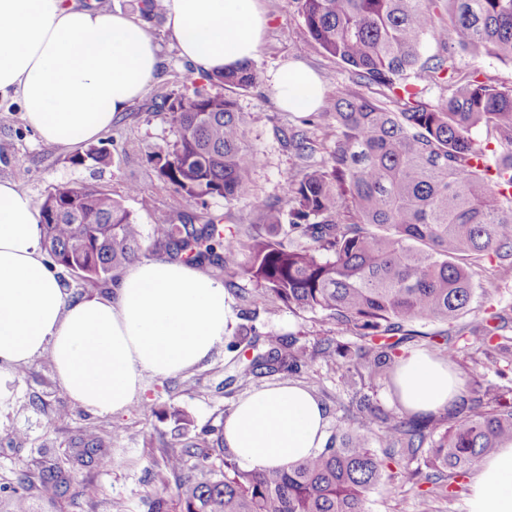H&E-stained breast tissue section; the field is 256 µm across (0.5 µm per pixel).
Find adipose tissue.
Instances as JSON below:
<instances>
[{
	"label": "adipose tissue",
	"instance_id": "1",
	"mask_svg": "<svg viewBox=\"0 0 512 512\" xmlns=\"http://www.w3.org/2000/svg\"><path fill=\"white\" fill-rule=\"evenodd\" d=\"M164 18L180 55L210 77L256 59L267 25L259 0H164ZM161 63L144 26L123 12L0 0V97L19 103L44 143L98 138L147 93ZM267 83L287 112L313 111L325 95L298 61ZM39 221L32 199L0 181V385L46 353L72 400L115 413L140 392L144 375H176L223 340L232 320L224 285L177 261L137 263L106 294L68 301L46 264ZM461 391L447 361L422 351L394 371L393 392L411 413L450 407ZM327 441L324 406L289 381L251 391L224 421L226 448L250 469L292 466ZM466 512H512V439L481 459Z\"/></svg>",
	"mask_w": 512,
	"mask_h": 512
}]
</instances>
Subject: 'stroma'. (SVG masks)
Masks as SVG:
<instances>
[{
  "instance_id": "obj_1",
  "label": "stroma",
  "mask_w": 512,
  "mask_h": 512,
  "mask_svg": "<svg viewBox=\"0 0 512 512\" xmlns=\"http://www.w3.org/2000/svg\"><path fill=\"white\" fill-rule=\"evenodd\" d=\"M261 4L268 23L253 66L263 77L291 61L312 69L328 93L314 115L280 111L264 81L242 91L194 76L163 23L153 21L147 30L159 47L162 67L148 93L118 113L111 129L96 140V147L108 152V162L73 164L76 147L43 143L23 120L18 102L0 99V179L16 182L37 203L52 184L88 183L120 201L144 231H151L160 219L196 225L215 219L224 228L239 230L242 241H249L262 222L255 199L283 204L287 182L302 175L286 135L305 132L314 148L311 164L323 167L337 138L330 95L351 83L349 70L311 41L295 0H261ZM192 84L212 94L231 95L238 108L251 115L244 141L257 157L250 173L252 194L230 205L212 200L204 206L186 199L159 177L149 159L157 147L176 142L178 130L165 102ZM133 184L143 190V197L129 194ZM247 261L243 251L232 266L200 264L201 272L226 287L233 310L227 335L199 364L166 379L145 377L143 392L122 412L95 415L81 408L59 384L48 355L17 371L0 390V487L13 485L20 471L35 477L51 468L66 476L67 485L35 486L30 492L35 512H147L148 500L176 492L175 479L162 462L163 449L202 428L221 429L241 396L282 381L279 373L239 377V364L254 356L247 344L235 342L240 326L255 327L261 336L296 339L298 346L310 350L327 342L356 344V336L325 313L292 311L275 297L262 294L245 270ZM474 282L476 296L470 311L448 327L450 333L459 334L462 344L452 368L465 396L488 390L498 394L501 403L512 405V353L486 348L477 331L484 317L499 313L505 318L501 339L512 338V274H504L498 260L491 258L477 267ZM290 380L308 388L324 404L332 427L342 420L358 427L365 415L359 402L365 398L388 412L402 410L388 382L367 379L352 385L344 367L320 358L303 364ZM62 409L68 415L60 421L56 415ZM93 430L105 443L103 453L77 444L82 434ZM420 492V487L395 476L369 495L365 510L419 512Z\"/></svg>"
}]
</instances>
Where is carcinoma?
Returning a JSON list of instances; mask_svg holds the SVG:
<instances>
[{"instance_id": "cac0c4a2", "label": "carcinoma", "mask_w": 512, "mask_h": 512, "mask_svg": "<svg viewBox=\"0 0 512 512\" xmlns=\"http://www.w3.org/2000/svg\"><path fill=\"white\" fill-rule=\"evenodd\" d=\"M311 39L344 64L352 84L333 96L331 116L339 129L329 170L308 165L313 153L301 131L288 145L305 163L287 183L285 206L256 202L265 234L245 245L237 230L210 221L169 224L151 230L153 245L185 263H235L249 249L246 272L264 292L292 310H319L363 343L291 351L294 342L268 336L266 350L243 367V375L294 373L315 356L340 357L360 380H389L398 334L420 320L448 322L474 295L471 267L495 257L512 272V153L500 158L496 178L472 137L478 127L512 144V86L478 80L462 71L454 55L424 56L426 42L459 47L473 58L512 61V0H443L448 22L434 21L437 0H296ZM447 84L448 98L433 105L415 79ZM215 81L240 90L260 83L244 65ZM388 93L394 105L370 99L363 87ZM178 128L172 145L151 152L159 176L187 198L226 203L252 194L249 172L256 157L244 142L250 114L226 95L196 86L168 105ZM108 155L90 148L73 162L104 164ZM44 251L52 265L90 284L105 283L139 258L144 234L131 214L91 184L52 185L39 206ZM288 229H283V224ZM297 233L303 249L285 244ZM361 427L381 424L397 453L382 458L361 431L339 425L325 448L292 469L257 471L240 466L202 430L178 448H166L165 468L176 493L157 496L148 512H365L368 493L398 456L400 478L447 490L506 437L512 438V405L478 397L453 405L455 423L437 434L424 416L392 415L366 404ZM430 444L423 466L411 463ZM196 460L185 471L186 458ZM221 465H215V460ZM23 493L7 498L5 512H30V475L16 478Z\"/></svg>"}]
</instances>
